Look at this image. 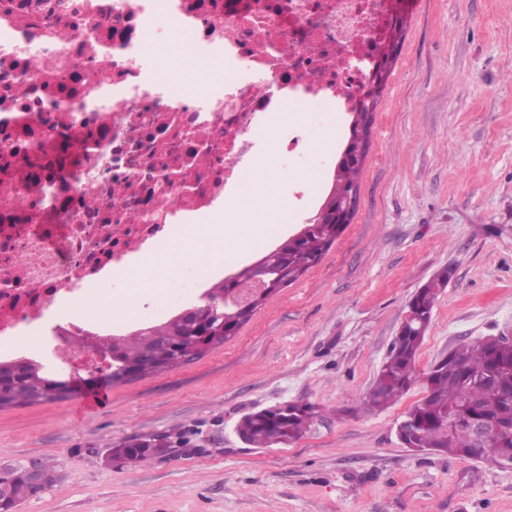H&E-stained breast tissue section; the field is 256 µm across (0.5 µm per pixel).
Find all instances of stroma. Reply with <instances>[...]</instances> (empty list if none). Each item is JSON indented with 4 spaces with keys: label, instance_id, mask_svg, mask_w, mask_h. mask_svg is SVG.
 <instances>
[{
    "label": "stroma",
    "instance_id": "stroma-1",
    "mask_svg": "<svg viewBox=\"0 0 512 512\" xmlns=\"http://www.w3.org/2000/svg\"><path fill=\"white\" fill-rule=\"evenodd\" d=\"M349 116L297 105L258 138L307 149L251 169L284 211L278 230L225 262L233 273L299 231L323 202ZM359 201L322 260L281 289L238 333L201 358L111 386L83 419L75 398L0 410V473L54 464L59 477L16 512H512V467L402 448L395 426L425 394L430 366L458 342L512 336V0H419L408 7L359 180ZM440 293L394 404L366 411L412 296L440 270ZM114 277L82 305L55 309L117 327L164 315L184 292H135ZM315 406L298 441L252 448L236 432L247 413L281 402ZM171 436L146 465L108 464L109 448Z\"/></svg>",
    "mask_w": 512,
    "mask_h": 512
}]
</instances>
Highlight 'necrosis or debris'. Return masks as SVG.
Here are the masks:
<instances>
[{"instance_id":"1","label":"necrosis or debris","mask_w":512,"mask_h":512,"mask_svg":"<svg viewBox=\"0 0 512 512\" xmlns=\"http://www.w3.org/2000/svg\"><path fill=\"white\" fill-rule=\"evenodd\" d=\"M390 0H0V342L237 195L257 132L301 101L351 111ZM223 56L231 81L172 92L150 48L159 16ZM56 324V359L91 364Z\"/></svg>"}]
</instances>
